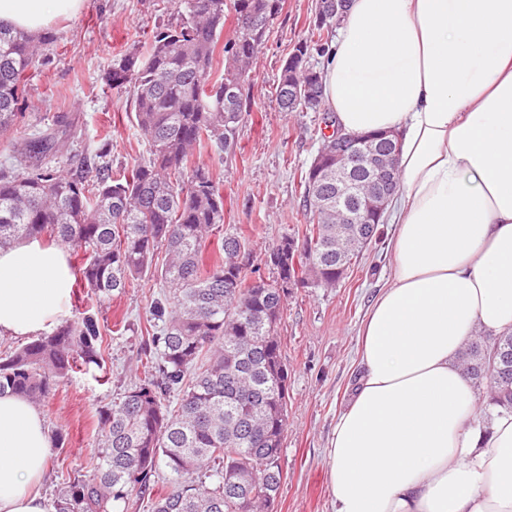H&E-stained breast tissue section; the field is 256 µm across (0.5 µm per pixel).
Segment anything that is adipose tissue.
<instances>
[{
	"mask_svg": "<svg viewBox=\"0 0 512 512\" xmlns=\"http://www.w3.org/2000/svg\"><path fill=\"white\" fill-rule=\"evenodd\" d=\"M85 0H0L31 34ZM344 130L399 135L392 265L359 329L360 375L336 418L333 512H512V412L482 413L457 356L512 331V0H350L322 69ZM65 247L0 249V337L66 316ZM42 411L0 396V512H51Z\"/></svg>",
	"mask_w": 512,
	"mask_h": 512,
	"instance_id": "obj_1",
	"label": "adipose tissue"
}]
</instances>
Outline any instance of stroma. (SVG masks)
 <instances>
[{"label":"stroma","instance_id":"stroma-1","mask_svg":"<svg viewBox=\"0 0 512 512\" xmlns=\"http://www.w3.org/2000/svg\"><path fill=\"white\" fill-rule=\"evenodd\" d=\"M315 3L283 0L253 66L252 112L236 151L220 157L203 146L194 155L224 195L225 230L246 239L254 267L268 279V248L304 233L307 224L299 180L319 147L322 115L280 111L274 89L285 60L313 25ZM176 18L173 0H85L77 16L52 27L44 63L27 75L21 134L46 131L64 113L76 126L71 153L105 152L116 173L146 162L149 144L133 122L132 96L109 88L105 74L123 51L145 46L156 28ZM383 231L384 239L364 251L339 286L294 289L284 305L277 334L288 365V427L272 512H331L325 449L358 378V330L390 266L391 225ZM167 299L166 288L149 276L106 302L74 289L70 313L97 318L103 367L73 373L40 405L49 432L65 439L51 450L42 487L47 500L95 463L99 414L138 376L141 348L155 331L153 312Z\"/></svg>","mask_w":512,"mask_h":512}]
</instances>
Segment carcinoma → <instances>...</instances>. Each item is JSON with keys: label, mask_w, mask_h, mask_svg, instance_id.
Segmentation results:
<instances>
[{"label": "carcinoma", "mask_w": 512, "mask_h": 512, "mask_svg": "<svg viewBox=\"0 0 512 512\" xmlns=\"http://www.w3.org/2000/svg\"><path fill=\"white\" fill-rule=\"evenodd\" d=\"M180 20L156 29L150 46L128 48L106 76L112 89L130 90L134 119L150 145L148 162L124 175L81 156L76 168L55 160L75 138L67 115L38 136L15 137L23 118L26 75L54 42L0 26V138L12 142L15 165L0 167V249L45 235L83 252L80 284L104 300L148 273L168 289L170 308L158 313L149 339L144 377L102 411L91 474L77 477L55 497L54 512H113L129 496L154 485L159 467L172 483L152 499V512H268L282 481L281 454L288 425V370L277 327L289 289L334 288L364 251L380 239V225L352 204L351 224L336 218V183L310 170L300 176L302 207L309 215L302 240L285 237L268 255L293 249L276 276L254 277L243 237L224 230V194L209 168L192 164L207 143L219 154L238 145L250 115L251 70L283 0H175ZM248 15L252 25L240 24ZM334 15L314 23L296 49L325 51ZM224 69L215 73L217 45ZM315 97L288 106V66L276 86L283 112H323L321 72L300 73ZM216 242L219 259L203 267ZM165 248L162 262L155 261ZM96 317L68 319L0 358V394L36 404L77 370L102 361ZM488 406L512 410V332L476 334L459 356ZM178 397L173 410L169 402Z\"/></svg>", "instance_id": "cac0c4a2"}]
</instances>
